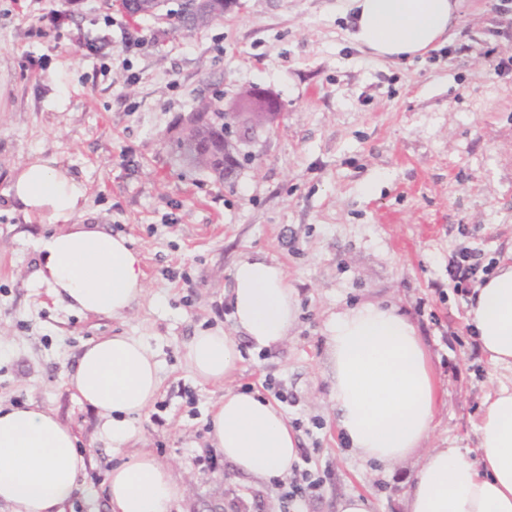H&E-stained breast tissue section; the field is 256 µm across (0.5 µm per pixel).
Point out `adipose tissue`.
Segmentation results:
<instances>
[{
	"label": "adipose tissue",
	"instance_id": "ef3b65f1",
	"mask_svg": "<svg viewBox=\"0 0 512 512\" xmlns=\"http://www.w3.org/2000/svg\"><path fill=\"white\" fill-rule=\"evenodd\" d=\"M459 0H347L353 39L374 57L406 61L448 41ZM87 188L56 157L15 168L6 196L28 219L48 222L40 237L37 282L67 308L123 316L145 294L142 257L129 238L83 223ZM227 307L232 331L192 336L185 362L202 383L224 386L213 407L209 442L258 482L287 477L296 436L277 404L225 386L242 359L239 337L279 346L294 326L298 299L280 264L245 257L232 271ZM468 324L490 365L512 371V248L470 296ZM336 428L360 459L391 467L428 439L436 379L417 326L396 307L362 303L327 325ZM66 382L92 407L119 454L103 487L110 512H172L182 499L173 468L142 451L122 459L160 388L158 363L144 342L109 336L87 344ZM479 458L460 448L425 449L407 491L406 512H512V385L487 396L477 425ZM89 464L72 429L51 409L0 405V512H66Z\"/></svg>",
	"mask_w": 512,
	"mask_h": 512
}]
</instances>
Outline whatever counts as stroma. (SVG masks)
<instances>
[{
  "label": "stroma",
  "mask_w": 512,
  "mask_h": 512,
  "mask_svg": "<svg viewBox=\"0 0 512 512\" xmlns=\"http://www.w3.org/2000/svg\"><path fill=\"white\" fill-rule=\"evenodd\" d=\"M493 2L463 0L448 42L396 65L352 39L343 0H231L223 21L178 36L117 0H0V403L50 408L89 451L74 512H106L116 458L64 373L106 336L142 339L160 364L125 452L147 449L173 467L180 512H293L276 484L239 474L207 439L225 389L259 392L269 378L298 398L283 412L300 420L298 452L323 478L303 512H336L353 492L368 494L372 512H404L420 455L387 471L336 432L326 324L363 302L398 307L429 349L427 447L452 442L477 457L481 406L512 372L478 350L468 294L448 268L460 248L493 263L512 245V73L496 68L512 40L494 35L512 12ZM52 13L64 20L48 31ZM252 88L276 97L283 119L240 144L235 181L182 166L171 138L198 101L232 112ZM39 155L85 182L83 223L140 251L146 293L124 316L71 311L37 286V241L50 228L5 192L11 171ZM247 256L284 268L298 321L276 348L241 340L228 386L199 383L184 346L199 330H232L224 294Z\"/></svg>",
  "instance_id": "stroma-1"
}]
</instances>
